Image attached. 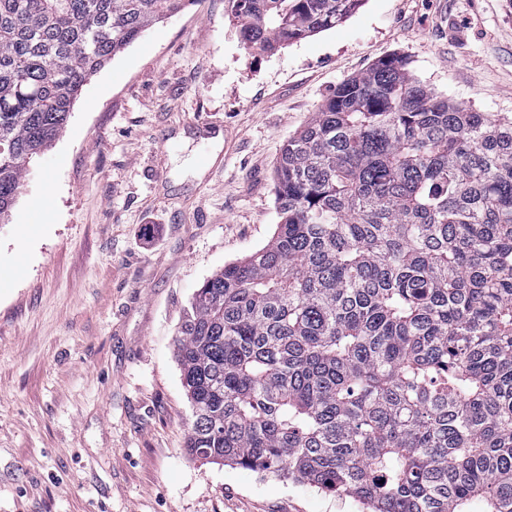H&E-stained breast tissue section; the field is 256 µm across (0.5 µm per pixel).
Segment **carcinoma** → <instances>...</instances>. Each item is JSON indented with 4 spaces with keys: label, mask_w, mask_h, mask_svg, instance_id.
Returning <instances> with one entry per match:
<instances>
[{
    "label": "carcinoma",
    "mask_w": 512,
    "mask_h": 512,
    "mask_svg": "<svg viewBox=\"0 0 512 512\" xmlns=\"http://www.w3.org/2000/svg\"><path fill=\"white\" fill-rule=\"evenodd\" d=\"M226 2L270 54L363 0ZM193 3L0 0V222L84 83ZM275 195L178 329L188 454L369 512H512V125L383 59L283 144Z\"/></svg>",
    "instance_id": "cac0c4a2"
}]
</instances>
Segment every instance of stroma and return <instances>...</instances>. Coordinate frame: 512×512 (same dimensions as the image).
<instances>
[{
	"mask_svg": "<svg viewBox=\"0 0 512 512\" xmlns=\"http://www.w3.org/2000/svg\"><path fill=\"white\" fill-rule=\"evenodd\" d=\"M389 56L512 124V0H364L252 56L225 0H195L85 83L0 223V512H362L189 456L174 341L203 281L273 235L284 141Z\"/></svg>",
	"mask_w": 512,
	"mask_h": 512,
	"instance_id": "35a3bbf8",
	"label": "stroma"
}]
</instances>
